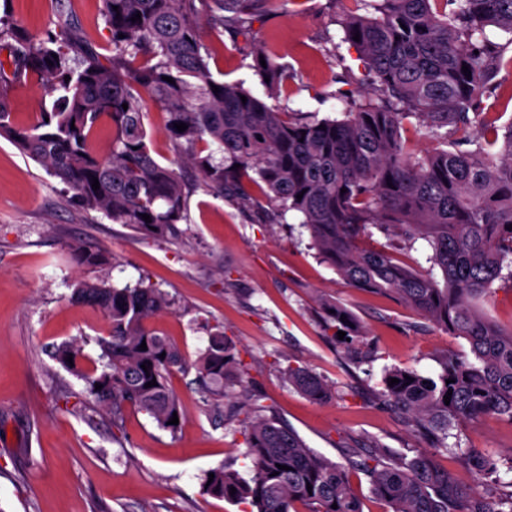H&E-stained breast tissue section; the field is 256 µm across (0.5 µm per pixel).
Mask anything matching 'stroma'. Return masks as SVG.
Here are the masks:
<instances>
[{
	"instance_id": "obj_1",
	"label": "stroma",
	"mask_w": 512,
	"mask_h": 512,
	"mask_svg": "<svg viewBox=\"0 0 512 512\" xmlns=\"http://www.w3.org/2000/svg\"><path fill=\"white\" fill-rule=\"evenodd\" d=\"M61 2L109 47L102 0H8L9 15L39 35L54 28ZM354 9L353 0H279L276 11L256 9L249 34L204 26L200 40L213 52L214 78L266 98L255 60L267 52L288 71L277 106L338 118L345 100L377 96L358 51L340 40V22ZM5 91L19 125L36 123L51 104L28 75ZM144 122L153 156L188 183L185 218L164 239L79 209L65 185L0 137V512H240L204 491L214 468L253 474L240 418L203 399L191 368L218 330L243 366L227 392L245 391L246 406L259 399L315 451L340 463L348 449L377 442L409 456L427 451L406 416L384 404V370L436 376L445 356L468 353L467 341L394 297L350 286L319 258L306 228L274 216L265 195L246 203L213 197L170 139L165 113L150 108ZM75 242L104 253L107 264L78 266ZM83 278L117 287L142 280L168 294L171 306L155 326L190 365L170 379L183 412L176 432L130 406L114 427L85 382L52 358L54 346L75 339L86 360L98 357L104 316L70 299ZM326 301L353 314L356 349L328 329ZM296 367L326 380L333 397L316 404L303 396L287 379ZM457 432L462 447L512 457L511 417L490 414Z\"/></svg>"
}]
</instances>
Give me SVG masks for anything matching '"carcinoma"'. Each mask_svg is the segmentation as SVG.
<instances>
[{"instance_id": "obj_1", "label": "carcinoma", "mask_w": 512, "mask_h": 512, "mask_svg": "<svg viewBox=\"0 0 512 512\" xmlns=\"http://www.w3.org/2000/svg\"><path fill=\"white\" fill-rule=\"evenodd\" d=\"M354 2L364 13L340 22L341 40L356 47L380 97L349 106L341 119L311 122L210 72L200 23L246 34L253 0H103L110 58L63 14L56 32L43 38L0 17V80L32 73L53 97L36 124L17 126L1 88L0 136L73 191L79 208L163 238L183 218L186 198L175 170L160 164L147 145L144 117L149 103L158 105L168 115L169 136L186 146L213 195L244 200L251 184L264 183L276 212L301 217L321 259L351 286L394 294L467 341L470 355L446 357L435 378L395 367L382 377L384 400L446 450L464 420L489 412L512 419V330H502L476 306L495 281L512 288V119L499 125L479 111L499 69L512 65V57L504 59L512 45V0ZM138 13L141 19L131 21ZM263 58L266 66L258 71L275 92L288 75ZM413 119L435 143L431 151L417 152L402 136ZM103 121L113 131L105 157L92 146ZM176 123L187 128L180 132ZM210 143L224 153L221 162L196 150ZM371 226L392 228L412 246L423 241L420 252L442 281L395 262L384 248L363 246ZM72 255L80 266L101 262L99 253L77 244ZM71 299L98 308L106 319V335L97 338L101 364L84 368L76 342L54 347L52 357L88 384L113 423L130 405L175 432L169 420L183 414L169 378L188 365L153 327L170 306L167 296L142 280L122 288L82 280ZM328 317L337 332L352 323L340 306ZM193 367L205 399L225 397L226 381L238 370L233 343L221 331L212 333ZM392 378L399 383L389 385ZM152 380L156 385L145 387ZM288 382L314 402L332 395L327 382L305 368L288 369ZM245 432L253 475L247 480L213 469L206 491L256 512H298V503L306 512H363L350 485L353 471L369 478L371 494L391 512H512V494L494 506L489 492L459 487L431 453L408 459L376 444L349 450L344 464L334 462L255 403ZM469 459L479 478L498 474L491 458L472 452Z\"/></svg>"}]
</instances>
